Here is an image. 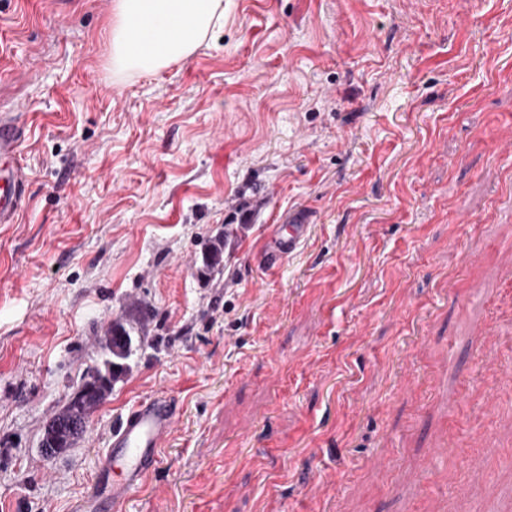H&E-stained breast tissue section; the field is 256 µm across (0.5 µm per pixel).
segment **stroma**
Here are the masks:
<instances>
[{"label":"stroma","mask_w":512,"mask_h":512,"mask_svg":"<svg viewBox=\"0 0 512 512\" xmlns=\"http://www.w3.org/2000/svg\"><path fill=\"white\" fill-rule=\"evenodd\" d=\"M113 4L0 0L29 184L0 226V512H72L159 391L183 410L126 512H512V0H224L150 74L113 67ZM118 322L127 371L44 455ZM312 215L306 209L288 213L280 224H273L262 245V256L268 265H278L306 241Z\"/></svg>","instance_id":"stroma-1"}]
</instances>
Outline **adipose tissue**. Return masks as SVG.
Returning <instances> with one entry per match:
<instances>
[{
    "label": "adipose tissue",
    "instance_id": "1",
    "mask_svg": "<svg viewBox=\"0 0 512 512\" xmlns=\"http://www.w3.org/2000/svg\"><path fill=\"white\" fill-rule=\"evenodd\" d=\"M224 21V0H115L112 62L154 72L189 57Z\"/></svg>",
    "mask_w": 512,
    "mask_h": 512
}]
</instances>
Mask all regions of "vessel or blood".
I'll use <instances>...</instances> for the list:
<instances>
[{"label":"vessel or blood","instance_id":"b4317fda","mask_svg":"<svg viewBox=\"0 0 512 512\" xmlns=\"http://www.w3.org/2000/svg\"><path fill=\"white\" fill-rule=\"evenodd\" d=\"M23 127L19 115L0 114V224L17 223L28 182L18 160ZM312 216L302 209L273 225L262 245L267 264L277 265L306 241ZM180 417L168 393L138 401L113 427L97 456L94 485L76 501L73 512H123L158 467L162 447Z\"/></svg>","mask_w":512,"mask_h":512}]
</instances>
